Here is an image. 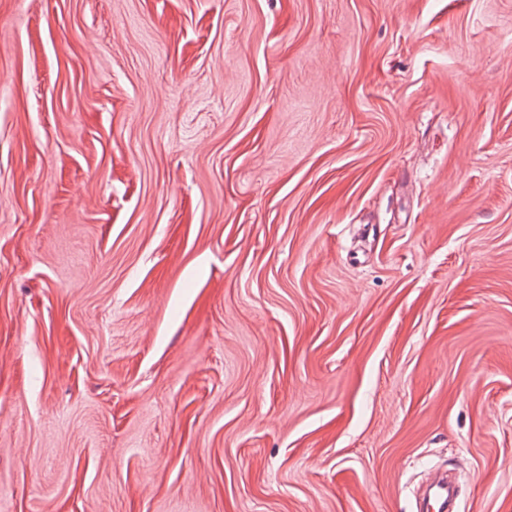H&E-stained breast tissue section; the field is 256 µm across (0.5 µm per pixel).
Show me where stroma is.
Here are the masks:
<instances>
[{
	"label": "stroma",
	"instance_id": "obj_1",
	"mask_svg": "<svg viewBox=\"0 0 512 512\" xmlns=\"http://www.w3.org/2000/svg\"><path fill=\"white\" fill-rule=\"evenodd\" d=\"M512 512V0H0V512Z\"/></svg>",
	"mask_w": 512,
	"mask_h": 512
}]
</instances>
